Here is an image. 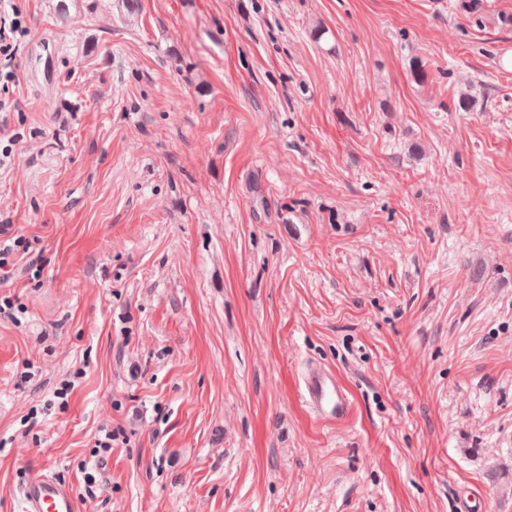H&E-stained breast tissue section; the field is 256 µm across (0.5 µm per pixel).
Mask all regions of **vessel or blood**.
I'll return each instance as SVG.
<instances>
[{
	"instance_id": "b4317fda",
	"label": "vessel or blood",
	"mask_w": 512,
	"mask_h": 512,
	"mask_svg": "<svg viewBox=\"0 0 512 512\" xmlns=\"http://www.w3.org/2000/svg\"><path fill=\"white\" fill-rule=\"evenodd\" d=\"M302 397L318 418L347 422L353 415V403L335 375L318 364L303 372ZM22 512H77L69 488L48 474H28L21 488Z\"/></svg>"
}]
</instances>
